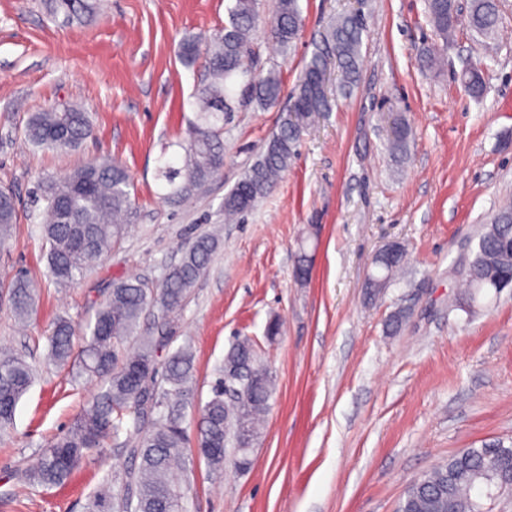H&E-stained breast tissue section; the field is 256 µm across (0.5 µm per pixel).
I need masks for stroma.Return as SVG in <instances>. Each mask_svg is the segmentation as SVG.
Segmentation results:
<instances>
[{
	"mask_svg": "<svg viewBox=\"0 0 512 512\" xmlns=\"http://www.w3.org/2000/svg\"><path fill=\"white\" fill-rule=\"evenodd\" d=\"M93 3L72 20L45 0H0V189L18 211L0 248V283L24 271L37 286L26 322L0 300V343L36 370L0 435V512H84L91 493L131 468L111 439L63 486L34 492L21 481L25 460L71 425L97 387L49 364L47 337L58 319L80 326L93 317L115 279L159 282L207 232L222 245L176 330L195 356L183 426L195 435L197 404L238 338L256 342L276 393L248 472L190 461L185 512H397L408 484L449 456L512 444V294L472 316L448 305L479 234L512 201V0H498L493 37L461 27L448 44L425 0H300L302 28L285 55L268 35L277 0H258L248 62L258 74L276 69L288 92L336 16L361 12L366 32L357 85L303 132L274 189L232 224L224 196L275 129L277 110L248 106L225 121L224 170L188 201L168 202L158 177L165 163L183 162L179 142L205 75L203 62L180 60V45L222 28L226 0ZM427 49L442 55L439 69L420 67ZM469 65L485 74L478 98L461 82ZM66 104L91 115L93 134L79 150L25 141L32 113ZM397 115L412 130L399 162L388 150ZM99 157L126 169L136 216L111 253L61 289L47 273L36 186ZM393 242L405 245L408 263L369 298L373 260ZM400 310L402 328L388 332ZM273 319L281 331L270 342Z\"/></svg>",
	"mask_w": 512,
	"mask_h": 512,
	"instance_id": "obj_1",
	"label": "stroma"
}]
</instances>
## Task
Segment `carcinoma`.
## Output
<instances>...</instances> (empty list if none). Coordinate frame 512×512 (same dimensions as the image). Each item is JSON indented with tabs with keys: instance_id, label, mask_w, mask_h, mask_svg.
<instances>
[{
	"instance_id": "cac0c4a2",
	"label": "carcinoma",
	"mask_w": 512,
	"mask_h": 512,
	"mask_svg": "<svg viewBox=\"0 0 512 512\" xmlns=\"http://www.w3.org/2000/svg\"><path fill=\"white\" fill-rule=\"evenodd\" d=\"M87 9L84 0H55L54 13L75 15ZM427 10L435 30L446 42L460 24L480 36L494 35L500 25L497 0H470L465 20H460L456 0H428ZM227 22L204 43L184 40L180 56L187 64L205 58V83L199 89L195 120L181 145L183 165L159 170L170 191L167 198L182 202L219 176L224 168V120L247 105L280 112L277 131L267 140L256 161L224 196V216L243 217L275 186L296 155L302 133L317 117L332 109L327 93L328 66L336 64L341 88L359 77V59L366 26L355 12L340 14L329 27L327 47L316 50L301 70L297 85L283 99L280 73L269 70L254 75L246 64L258 21L257 0H229ZM302 11L299 0H278L271 35L284 49L299 37ZM92 134L88 113L77 106L36 112L24 128L25 139L45 151H71ZM411 137L402 120L393 124L391 150L404 156ZM45 207L38 216L47 250L49 276L60 286H70L88 267L124 238L134 215L130 180L116 161L94 159L59 179L40 187ZM17 223L11 192L0 190V247L12 237ZM219 247L214 235L195 237L179 261L170 266L160 286L140 278L112 282L106 298L85 326L83 346L74 353L73 325L61 320L49 336L48 358L57 366L77 362L78 377L100 380L97 394L87 400L68 429L48 442L36 461L22 469L27 487L36 491L63 484L73 470L103 442L125 433L122 442L137 466L125 473L124 490L103 489L89 498L86 512H183L185 487L179 472L196 458L213 473L224 470L227 454L237 470L247 472L250 453L260 426L270 409L275 380L260 360L248 337L238 339L224 355L212 396L199 408L195 442L182 427L193 392L194 355L190 345L169 350L172 337L141 332L147 311L172 325L181 314L198 280L205 274ZM378 273L367 280L368 295L376 297L391 276L406 264L405 249L396 245L392 265L373 261ZM512 266V206L493 216L479 236L465 271L464 297L458 307L472 316L485 300L501 294V272ZM10 310L19 320L33 311L36 288L19 274L6 287ZM138 352L120 355L130 338ZM162 383L153 384L157 372ZM35 375L26 359L0 346V431L11 427L18 402ZM485 482L496 489L512 488V452L501 443L466 448L439 463L410 483L399 512H482L471 492Z\"/></svg>"
}]
</instances>
